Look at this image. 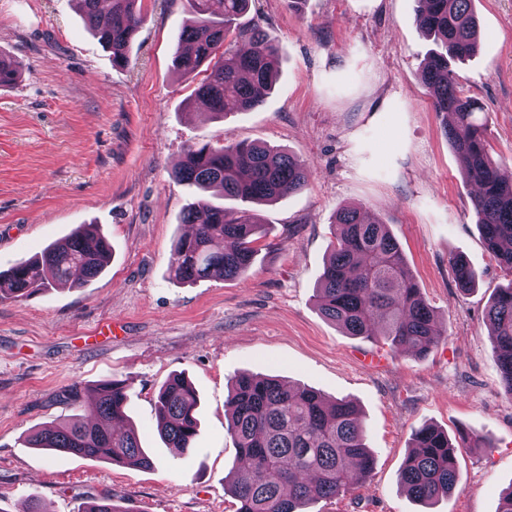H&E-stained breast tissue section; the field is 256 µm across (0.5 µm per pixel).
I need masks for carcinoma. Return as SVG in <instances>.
I'll return each mask as SVG.
<instances>
[{"mask_svg": "<svg viewBox=\"0 0 512 512\" xmlns=\"http://www.w3.org/2000/svg\"><path fill=\"white\" fill-rule=\"evenodd\" d=\"M250 0H186L189 23L182 30L185 48L174 57L181 75L210 66L195 95L221 118L232 107L248 111L261 105L277 77V49L258 26L243 28L240 18ZM418 21L437 49L423 66V81L436 111L446 116L445 132L461 158L465 178L479 188L473 202L487 250L512 272V181L501 175L487 141V125L474 100L459 86L450 64L475 53L480 28L474 0H418ZM80 0L89 29L112 52V65L131 64L130 46L137 36L138 0ZM236 49L223 52L229 36ZM20 77L18 66L0 55V86ZM172 177L202 194L183 213L195 225L191 236L173 248L170 275L190 283L212 277L235 280L253 264L264 224L257 205L278 200L285 190L306 185V164L265 144L208 143L189 146ZM220 191L242 205L236 211L211 201ZM337 232L316 289L322 315L350 336L380 335L397 353L427 355L439 342L432 309L421 293L398 242L380 220L366 219L357 208L335 215ZM112 255L107 237L82 225L49 245L40 256L0 271V300H26L59 284L96 278ZM454 279L464 291L475 285L476 272L461 256L451 259ZM492 345L505 390L512 394V287L500 288L486 310ZM128 390L113 379L96 387L85 419L69 420L34 432L28 444L54 455H75L140 468L153 466L126 419ZM162 441L183 452L198 432V400L182 375H174L156 397ZM228 431L248 466L232 485L235 512H301L302 507L366 485L373 469L359 409L350 401L329 400L308 387L291 386L272 376L243 374L231 384L226 401ZM457 448L448 433L424 425L414 435L401 481L412 499L424 503L451 496L460 487ZM83 512H130L110 495L91 500Z\"/></svg>", "mask_w": 512, "mask_h": 512, "instance_id": "carcinoma-1", "label": "carcinoma"}]
</instances>
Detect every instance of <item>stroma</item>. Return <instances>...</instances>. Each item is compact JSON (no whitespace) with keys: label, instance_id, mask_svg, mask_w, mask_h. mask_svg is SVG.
Masks as SVG:
<instances>
[{"label":"stroma","instance_id":"obj_1","mask_svg":"<svg viewBox=\"0 0 512 512\" xmlns=\"http://www.w3.org/2000/svg\"><path fill=\"white\" fill-rule=\"evenodd\" d=\"M416 0H252L245 25L278 47L274 91L250 111L212 117L194 91L207 69H173L184 0H141L130 66L86 28L76 0H0V52L21 76L0 87V271L81 224L112 244L81 286L0 301V512L39 497L46 512H83L112 495L129 512H235L241 460L227 430L230 382L274 375L356 404L374 466L365 487L309 512H498L512 488V395L485 319L512 281L482 239L474 186L421 80L433 42ZM482 39L455 71L488 119L512 173V0H474ZM263 141L308 167L306 186L259 207L254 263L236 280L169 276L193 191L171 173L192 143ZM358 206L387 224L442 332L426 356L382 337L350 336L320 313L315 288L336 212ZM479 275L462 291L449 265ZM184 374L200 401L192 451L157 434L155 400ZM129 387L127 419L154 461L142 469L28 448L35 429L85 415L93 389ZM79 386L69 404L64 390ZM433 425L457 447L462 489L433 503L400 481L415 432ZM489 437L473 448L468 433Z\"/></svg>","mask_w":512,"mask_h":512}]
</instances>
